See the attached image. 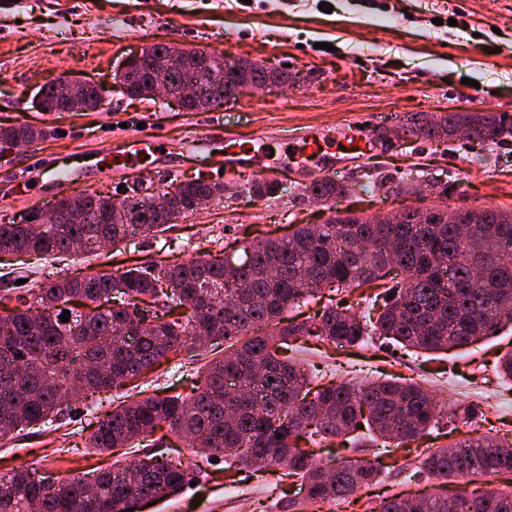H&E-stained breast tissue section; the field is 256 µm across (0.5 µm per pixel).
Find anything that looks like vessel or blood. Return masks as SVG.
Instances as JSON below:
<instances>
[{
    "label": "vessel or blood",
    "instance_id": "obj_1",
    "mask_svg": "<svg viewBox=\"0 0 512 512\" xmlns=\"http://www.w3.org/2000/svg\"><path fill=\"white\" fill-rule=\"evenodd\" d=\"M218 138L224 142V154L217 158L213 156L212 148ZM272 140V135L261 133L255 135L251 143L246 144L240 142L234 134L223 132L222 128L211 123L190 136L185 147L189 154L202 163L254 176H266L276 169L294 163L325 172L335 169L342 154L354 151L352 143H341L327 131L314 128L281 140L282 152L278 158L272 159L267 152V146ZM162 146L163 139L158 135L146 141L136 136L126 137L121 148L113 155L114 173L120 175L128 172L131 167L141 163L144 157L154 154ZM28 164L41 171H50L53 183L61 188L73 189L86 184L85 176L80 170L59 164L54 158L43 154L31 155Z\"/></svg>",
    "mask_w": 512,
    "mask_h": 512
}]
</instances>
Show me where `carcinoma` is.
I'll use <instances>...</instances> for the list:
<instances>
[{
  "label": "carcinoma",
  "instance_id": "carcinoma-1",
  "mask_svg": "<svg viewBox=\"0 0 512 512\" xmlns=\"http://www.w3.org/2000/svg\"><path fill=\"white\" fill-rule=\"evenodd\" d=\"M188 64L166 74L169 83L189 82L217 106L224 87L205 79L222 57L188 51ZM123 95L152 100L150 75L135 65L115 75ZM467 139L495 144L512 136V116L498 112H450L431 116L409 134L428 140ZM45 132L20 123L0 127V151L32 145ZM138 184L117 208L108 196L83 191L82 206L60 212L56 224H0V255L82 256L100 242L117 247L136 234H157L224 198V183L202 178L178 181L164 192L168 209H152ZM256 199L278 192L273 179H250ZM349 185L318 178L296 197L315 200L330 216L304 224L283 238L253 239L241 247L235 271L230 257L199 254L131 267L121 274L46 279L34 291L0 293V439L42 427L69 404L101 389L127 385L162 359L225 344L210 361L203 387L188 397L173 394L126 399L96 423L89 447L126 448L157 431L180 440L206 459L238 458L255 470L288 469L305 501H346L377 475L365 458L323 466L301 443L358 444L360 427L383 440L387 453L415 442L439 422L433 395L397 379L354 385L330 380L311 389L312 376L288 355L292 343L316 337L340 348L375 336L403 353L468 351L512 327V210L433 209L425 219L407 212L400 222L379 221L337 207ZM384 290L365 301L380 306L376 320L351 310L348 296L366 284ZM315 321H285L288 308L319 297ZM16 305L9 306V303ZM69 321H60L63 311ZM281 438H276V435ZM434 479L512 475V442L473 435L423 453ZM188 473L179 460L151 457L133 466L114 464L92 477H36L20 469L0 476V512H127L141 500L180 493ZM378 512H512V489L448 497L393 495Z\"/></svg>",
  "mask_w": 512,
  "mask_h": 512
}]
</instances>
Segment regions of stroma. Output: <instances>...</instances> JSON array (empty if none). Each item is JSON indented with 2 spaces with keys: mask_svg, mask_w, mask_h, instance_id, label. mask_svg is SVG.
I'll use <instances>...</instances> for the list:
<instances>
[{
  "mask_svg": "<svg viewBox=\"0 0 512 512\" xmlns=\"http://www.w3.org/2000/svg\"><path fill=\"white\" fill-rule=\"evenodd\" d=\"M325 1L332 12L321 11ZM158 43L252 58L298 74V81L284 89L213 109L225 129L238 136L322 128L340 139L366 119L378 118L371 133L374 149L347 155L334 172L355 189L349 205L366 214L398 213L414 204L412 187L432 181L447 185L449 208L512 209V137L489 145L463 137L439 143L409 141L400 132L403 120L427 114L512 115V0H0V126L25 123L47 133L34 145L0 153V170L23 168L35 151L70 166L83 156L91 190L115 201L137 180L158 193L176 178L243 180V173H216L187 154L184 143L203 115L163 98L132 100L115 89L91 111L37 109L40 87L58 75L109 81L126 57ZM137 132L162 134L165 153L135 171L107 174L115 147L125 134ZM375 173L406 177L407 193L369 190ZM275 179V198L229 197L181 219L173 230L127 238L115 251L78 261L49 257L25 273L14 257L1 256L0 290L13 287L22 294L28 284L49 277L116 273L132 264L232 249L247 235L280 238L295 226L323 223L326 213L319 203L295 202L311 181L309 173L289 168ZM57 195L44 172L28 173L19 183L0 182V224L47 212V200ZM510 350L511 329L469 351L423 356L396 354L374 338L347 351L313 340L301 343L298 357L315 377L359 382L394 374L451 404L480 406L484 414L474 422L458 419L451 431H430L414 451H365V458L378 460L379 474L369 488L340 504L304 502L291 480L278 485L255 471L226 478L223 461L203 462L185 448L180 457L189 467L191 486L137 512H374L394 494L472 491L462 480L443 485L427 479L417 451L469 433L512 440V382L498 371L500 357ZM223 355V346H215L212 356ZM209 357L183 353L143 377L142 388L150 395L191 394L203 383ZM121 395L115 388L96 392L91 403L74 404L53 430L28 429L0 440V475L20 468L56 477L93 474L116 460L167 454V446L148 441L102 454L86 448L84 440L98 417Z\"/></svg>",
  "mask_w": 512,
  "mask_h": 512,
  "instance_id": "35a3bbf8",
  "label": "stroma"
}]
</instances>
